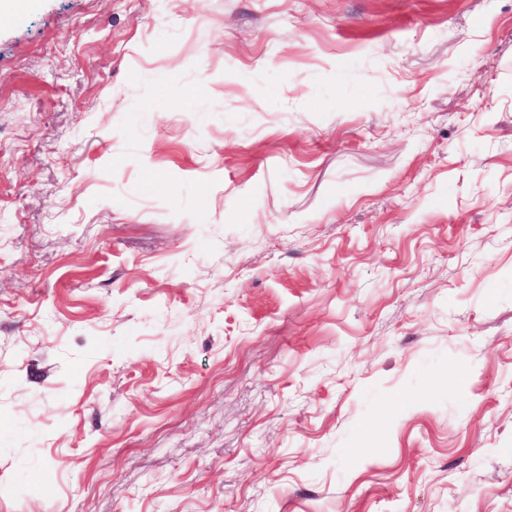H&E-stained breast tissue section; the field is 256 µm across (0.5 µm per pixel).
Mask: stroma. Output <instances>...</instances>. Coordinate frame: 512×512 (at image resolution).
Here are the masks:
<instances>
[{"mask_svg": "<svg viewBox=\"0 0 512 512\" xmlns=\"http://www.w3.org/2000/svg\"><path fill=\"white\" fill-rule=\"evenodd\" d=\"M0 512H512V0L0 18Z\"/></svg>", "mask_w": 512, "mask_h": 512, "instance_id": "obj_1", "label": "stroma"}]
</instances>
